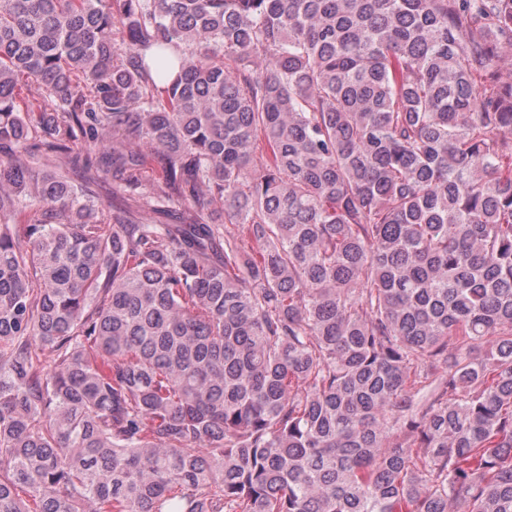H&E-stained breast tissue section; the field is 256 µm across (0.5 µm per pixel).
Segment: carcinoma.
Masks as SVG:
<instances>
[{"label": "carcinoma", "instance_id": "carcinoma-1", "mask_svg": "<svg viewBox=\"0 0 512 512\" xmlns=\"http://www.w3.org/2000/svg\"><path fill=\"white\" fill-rule=\"evenodd\" d=\"M511 49L512 0H0V512H512Z\"/></svg>", "mask_w": 512, "mask_h": 512}]
</instances>
